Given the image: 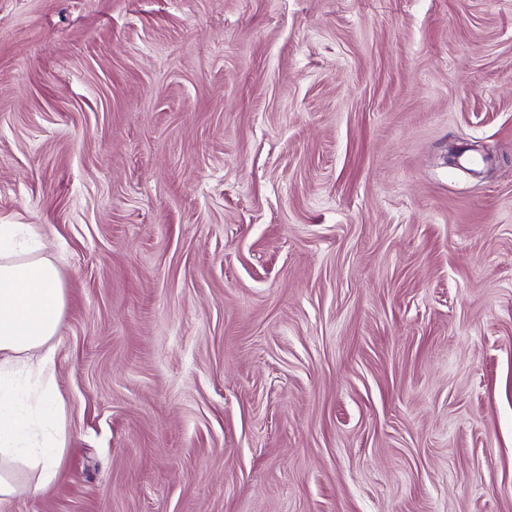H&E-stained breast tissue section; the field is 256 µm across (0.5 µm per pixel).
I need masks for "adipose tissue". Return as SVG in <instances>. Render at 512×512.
<instances>
[{
    "instance_id": "adipose-tissue-1",
    "label": "adipose tissue",
    "mask_w": 512,
    "mask_h": 512,
    "mask_svg": "<svg viewBox=\"0 0 512 512\" xmlns=\"http://www.w3.org/2000/svg\"><path fill=\"white\" fill-rule=\"evenodd\" d=\"M65 304L57 267L0 224V504L52 485L68 443L54 340ZM30 476L19 481L15 468Z\"/></svg>"
}]
</instances>
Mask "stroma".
<instances>
[{"label":"stroma","mask_w":512,"mask_h":512,"mask_svg":"<svg viewBox=\"0 0 512 512\" xmlns=\"http://www.w3.org/2000/svg\"><path fill=\"white\" fill-rule=\"evenodd\" d=\"M0 224L69 433L0 512H512V0H0Z\"/></svg>","instance_id":"35a3bbf8"}]
</instances>
